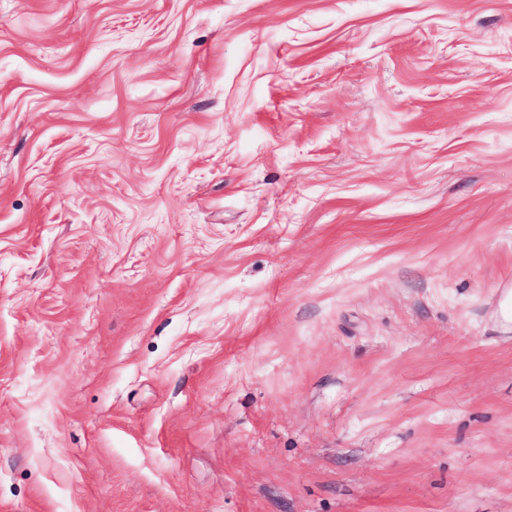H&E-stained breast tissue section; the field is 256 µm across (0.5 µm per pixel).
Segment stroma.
<instances>
[{
	"label": "stroma",
	"mask_w": 512,
	"mask_h": 512,
	"mask_svg": "<svg viewBox=\"0 0 512 512\" xmlns=\"http://www.w3.org/2000/svg\"><path fill=\"white\" fill-rule=\"evenodd\" d=\"M512 0H0V512H512Z\"/></svg>",
	"instance_id": "stroma-1"
}]
</instances>
